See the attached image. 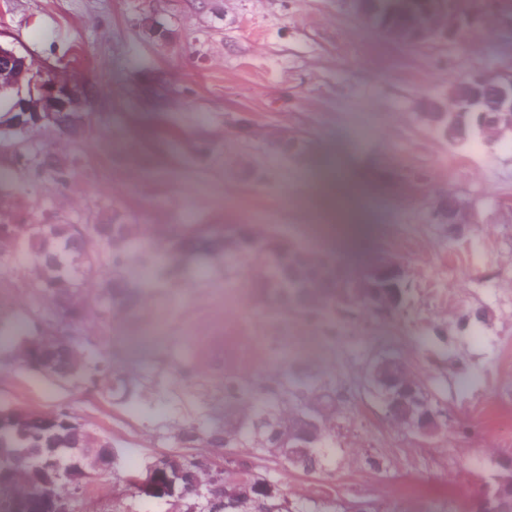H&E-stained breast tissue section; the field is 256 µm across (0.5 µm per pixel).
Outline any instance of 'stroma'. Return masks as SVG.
Listing matches in <instances>:
<instances>
[{
	"mask_svg": "<svg viewBox=\"0 0 512 512\" xmlns=\"http://www.w3.org/2000/svg\"><path fill=\"white\" fill-rule=\"evenodd\" d=\"M478 24L451 40L384 36L346 0H0V44L32 74L82 93L76 125L0 136V223L145 226L124 270L132 308L101 314V276L79 275L87 302L70 325L34 290L26 255L0 266V409L67 411L108 445L106 471L61 481L67 512H178L141 486L161 459L199 463L202 507L224 464L267 472L291 512H473L512 456V137L449 140L423 103L482 73L512 74V0H463ZM370 188V224L353 248L310 190L328 159ZM455 201L458 233L437 212ZM248 225L364 277L395 262L406 300L394 315L337 318L324 352L289 366L273 341L309 320L263 292L264 256L225 255L207 277L188 264L159 284L139 260L189 229ZM72 340L84 368L51 380L17 362L16 324ZM404 361L440 421L429 437L388 416L366 385L370 362ZM312 380L333 395L321 467L306 472L247 440L206 447L224 415L249 416L259 393L224 406V378ZM134 384L125 399L119 380Z\"/></svg>",
	"mask_w": 512,
	"mask_h": 512,
	"instance_id": "obj_1",
	"label": "stroma"
}]
</instances>
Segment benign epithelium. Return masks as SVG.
Wrapping results in <instances>:
<instances>
[{"label": "benign epithelium", "instance_id": "benign-epithelium-1", "mask_svg": "<svg viewBox=\"0 0 512 512\" xmlns=\"http://www.w3.org/2000/svg\"><path fill=\"white\" fill-rule=\"evenodd\" d=\"M478 17L461 11L455 0H415L404 12L400 26L390 23L381 28L385 36L409 42L431 39L447 40L461 28L473 26ZM80 100V91L46 72L37 77L30 75L25 58L14 50L0 45V113L34 115L39 123H56L62 112H69ZM440 111L449 112L454 119L448 124V136L463 139L472 127L497 131L502 126L512 128V76L491 78L475 75L451 88L448 101ZM404 296L399 269L388 263L375 267L359 287L346 290L339 305L355 304L375 314L398 308ZM42 373L52 378L72 375L70 364L53 345L43 348ZM367 380L371 388L383 398L387 413L394 406L409 401L412 410L396 418L399 423L423 436L435 432L437 414L430 406L424 389L409 374L398 359L379 357L368 367ZM325 436V420L313 405H302L288 417V453L305 448H316ZM27 492L16 499L26 503L39 498L43 512H61L65 508L55 493H45L32 474H27ZM196 468L182 462L167 460L152 467L143 484L144 492L153 498L183 496L198 489ZM480 512H512V462L501 463L496 483L482 498Z\"/></svg>", "mask_w": 512, "mask_h": 512}]
</instances>
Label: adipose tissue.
Returning a JSON list of instances; mask_svg holds the SVG:
<instances>
[{
    "label": "adipose tissue",
    "instance_id": "obj_1",
    "mask_svg": "<svg viewBox=\"0 0 512 512\" xmlns=\"http://www.w3.org/2000/svg\"><path fill=\"white\" fill-rule=\"evenodd\" d=\"M322 180L324 191L341 226L340 241L345 245L354 244L360 239L366 220L367 189L358 180L341 174L335 166L325 169Z\"/></svg>",
    "mask_w": 512,
    "mask_h": 512
}]
</instances>
